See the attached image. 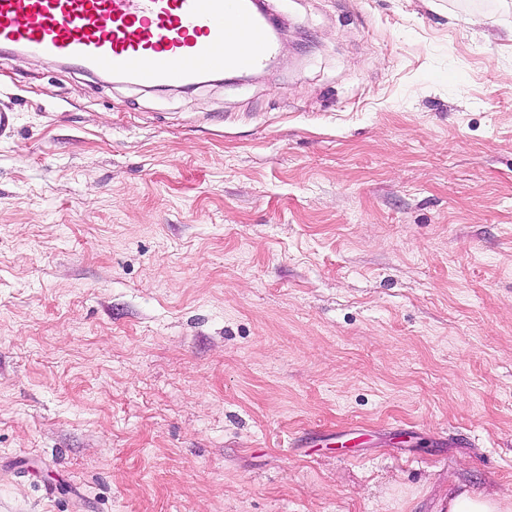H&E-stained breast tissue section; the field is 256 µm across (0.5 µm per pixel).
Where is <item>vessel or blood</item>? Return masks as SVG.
<instances>
[{
  "label": "vessel or blood",
  "instance_id": "obj_1",
  "mask_svg": "<svg viewBox=\"0 0 512 512\" xmlns=\"http://www.w3.org/2000/svg\"><path fill=\"white\" fill-rule=\"evenodd\" d=\"M0 49L151 88L260 69L273 44L255 0H0Z\"/></svg>",
  "mask_w": 512,
  "mask_h": 512
}]
</instances>
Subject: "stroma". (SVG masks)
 Returning a JSON list of instances; mask_svg holds the SVG:
<instances>
[{
  "mask_svg": "<svg viewBox=\"0 0 512 512\" xmlns=\"http://www.w3.org/2000/svg\"><path fill=\"white\" fill-rule=\"evenodd\" d=\"M158 91L0 53V512L512 499V0H266Z\"/></svg>",
  "mask_w": 512,
  "mask_h": 512,
  "instance_id": "35a3bbf8",
  "label": "stroma"
}]
</instances>
